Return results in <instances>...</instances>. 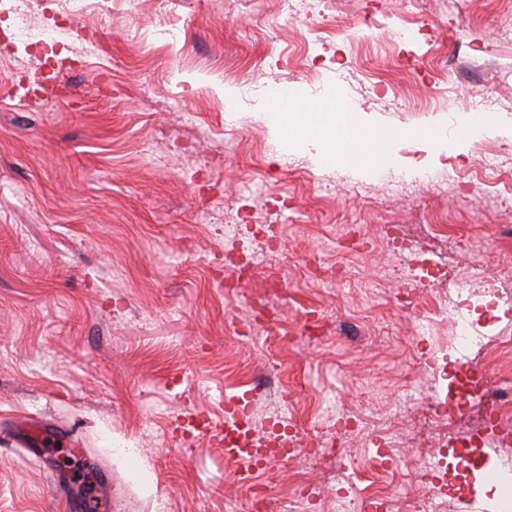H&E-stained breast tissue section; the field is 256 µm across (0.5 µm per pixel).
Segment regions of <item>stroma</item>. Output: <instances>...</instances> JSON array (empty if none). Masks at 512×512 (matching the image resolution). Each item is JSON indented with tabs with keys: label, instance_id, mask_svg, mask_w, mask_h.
Returning <instances> with one entry per match:
<instances>
[{
	"label": "stroma",
	"instance_id": "obj_1",
	"mask_svg": "<svg viewBox=\"0 0 512 512\" xmlns=\"http://www.w3.org/2000/svg\"><path fill=\"white\" fill-rule=\"evenodd\" d=\"M360 24L364 44L344 31ZM419 29L416 42L390 34ZM171 29L178 53L152 30ZM63 52L42 69L48 97L22 100L14 46L0 35V512H85L69 485L91 473L97 512H248L224 463V396L256 391V422L288 407L301 438L338 407L362 416L335 448L259 471L275 512H309L300 479L398 501L420 490L430 433L413 404L404 442L376 466L379 412L426 385L419 325L430 295H454L485 244L512 294V0H115L110 22L53 29ZM304 106L344 90L387 136L369 175L316 150L283 154L271 88ZM493 91L495 135L463 153L455 119ZM504 170L478 176L487 149ZM447 226L439 242L435 222ZM447 263L400 303L387 245ZM281 335L253 323L248 298L271 272ZM444 480L493 508L482 468Z\"/></svg>",
	"mask_w": 512,
	"mask_h": 512
}]
</instances>
